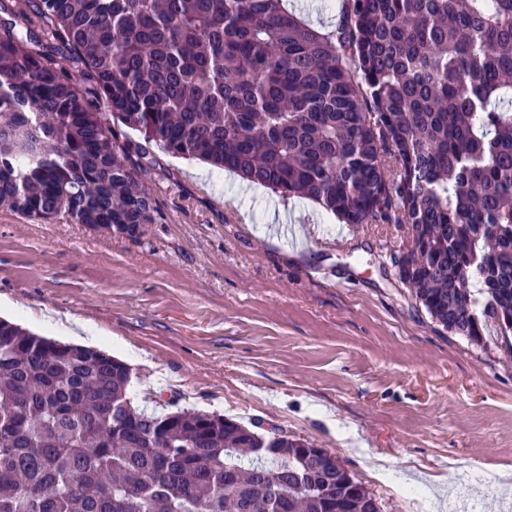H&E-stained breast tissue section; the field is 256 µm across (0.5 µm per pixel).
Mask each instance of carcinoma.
I'll return each mask as SVG.
<instances>
[{"mask_svg": "<svg viewBox=\"0 0 512 512\" xmlns=\"http://www.w3.org/2000/svg\"><path fill=\"white\" fill-rule=\"evenodd\" d=\"M23 2L0 0V208L137 239L157 148L407 225L415 303L512 347V0H341L328 25L286 0ZM131 382L0 318V512H381L310 441L149 412Z\"/></svg>", "mask_w": 512, "mask_h": 512, "instance_id": "carcinoma-1", "label": "carcinoma"}]
</instances>
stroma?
<instances>
[{
    "instance_id": "obj_1",
    "label": "stroma",
    "mask_w": 512,
    "mask_h": 512,
    "mask_svg": "<svg viewBox=\"0 0 512 512\" xmlns=\"http://www.w3.org/2000/svg\"><path fill=\"white\" fill-rule=\"evenodd\" d=\"M155 223L137 240L0 209V317L66 340L107 336L132 395L263 428L334 454L381 512L490 498L512 486V351L442 330L397 279L407 230L352 226L311 200L159 154ZM310 225L291 246L269 227Z\"/></svg>"
}]
</instances>
